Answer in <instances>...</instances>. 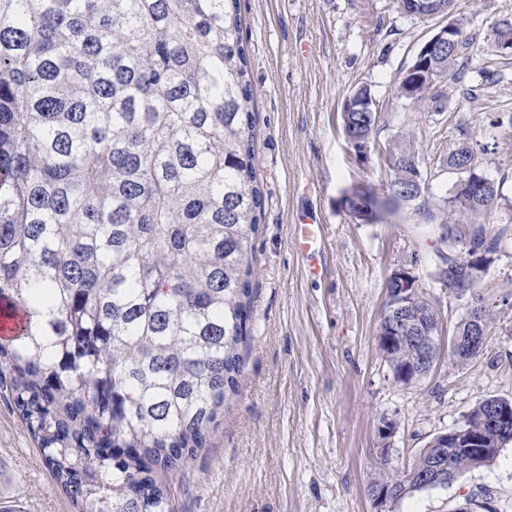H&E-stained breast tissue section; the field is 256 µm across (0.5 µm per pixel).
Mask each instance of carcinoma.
<instances>
[{"mask_svg": "<svg viewBox=\"0 0 512 512\" xmlns=\"http://www.w3.org/2000/svg\"><path fill=\"white\" fill-rule=\"evenodd\" d=\"M423 55L433 90L404 73L399 97L435 112L459 79L467 48ZM357 88L346 100L355 147L378 134ZM255 112L240 0H0V315L23 314L0 341V382L37 441L74 512H169L157 471L208 446L238 395L255 270L252 241L264 197L254 152ZM485 176L470 138L448 155ZM418 151L385 145L391 176L352 187L342 208L361 224L411 206L444 229L471 227L469 266L479 294L500 239L473 217L503 200L501 182L445 194L435 208L398 187ZM391 302L376 337L395 382L408 386L420 344L387 340ZM411 335L445 331L416 288L403 309ZM492 398L461 418L500 447L512 433L483 428ZM474 470L464 448L443 460L428 440L407 466L380 461L368 490L395 503L432 482L439 464Z\"/></svg>", "mask_w": 512, "mask_h": 512, "instance_id": "1", "label": "carcinoma"}]
</instances>
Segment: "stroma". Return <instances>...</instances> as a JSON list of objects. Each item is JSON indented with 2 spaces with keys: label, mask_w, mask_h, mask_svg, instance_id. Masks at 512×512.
Listing matches in <instances>:
<instances>
[{
  "label": "stroma",
  "mask_w": 512,
  "mask_h": 512,
  "mask_svg": "<svg viewBox=\"0 0 512 512\" xmlns=\"http://www.w3.org/2000/svg\"><path fill=\"white\" fill-rule=\"evenodd\" d=\"M242 35L255 97V158L264 194L253 241L256 276L245 376L212 434L187 466L162 472L172 512H375L367 485L375 450L411 461L430 437L455 427L488 397L512 400V224L497 214L486 231L501 238L483 294L498 315L483 354L458 366L447 340L416 384L394 382L376 339L392 272L416 277L454 324L461 301L435 283L442 228L401 210L384 224H360L339 200L389 171L378 144L413 142L434 196L456 180L447 158L460 136L486 149L484 171L504 180L512 203V55H493L498 20L512 0H456L451 18L470 39L473 62L448 86L445 109L417 112L397 84L420 46L448 19L410 18L396 0H240ZM361 86L379 103L378 143H347L341 112ZM318 225L311 257L302 227ZM397 431L382 441V420ZM486 485L500 512H512V443L490 466L445 488L414 493L395 512H454ZM0 512H72L38 444L0 388Z\"/></svg>",
  "instance_id": "obj_1"
}]
</instances>
